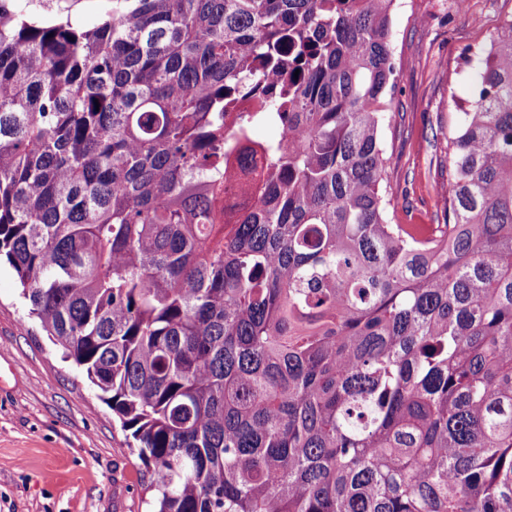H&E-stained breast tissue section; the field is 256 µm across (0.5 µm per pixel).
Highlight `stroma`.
Here are the masks:
<instances>
[{"instance_id": "obj_1", "label": "stroma", "mask_w": 512, "mask_h": 512, "mask_svg": "<svg viewBox=\"0 0 512 512\" xmlns=\"http://www.w3.org/2000/svg\"><path fill=\"white\" fill-rule=\"evenodd\" d=\"M22 13L90 29L112 0H18ZM512 18V0H395L396 65L382 137L395 224L441 223L445 133L467 108L468 51ZM0 512H146L145 468L84 371L62 361L0 267Z\"/></svg>"}]
</instances>
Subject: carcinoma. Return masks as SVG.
<instances>
[{"mask_svg":"<svg viewBox=\"0 0 512 512\" xmlns=\"http://www.w3.org/2000/svg\"><path fill=\"white\" fill-rule=\"evenodd\" d=\"M393 3L0 5V261L151 512H512V19L443 223L393 224ZM113 0H18L22 13L39 18H68L83 29H91L112 12Z\"/></svg>","mask_w":512,"mask_h":512,"instance_id":"cac0c4a2","label":"carcinoma"}]
</instances>
